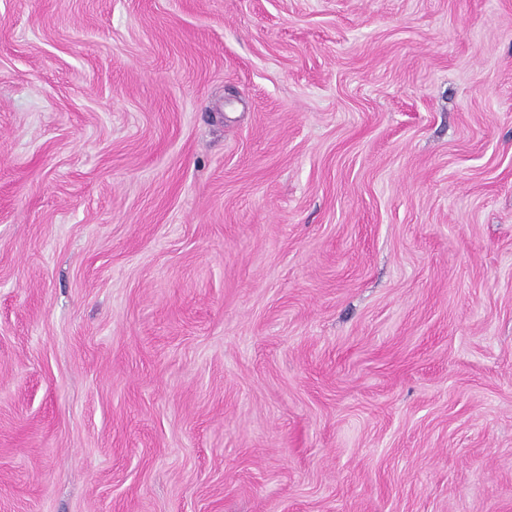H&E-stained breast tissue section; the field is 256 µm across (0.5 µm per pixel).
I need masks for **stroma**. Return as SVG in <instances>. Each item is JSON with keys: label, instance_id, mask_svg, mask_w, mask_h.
Listing matches in <instances>:
<instances>
[{"label": "stroma", "instance_id": "35a3bbf8", "mask_svg": "<svg viewBox=\"0 0 512 512\" xmlns=\"http://www.w3.org/2000/svg\"><path fill=\"white\" fill-rule=\"evenodd\" d=\"M0 512H512V0H0Z\"/></svg>", "mask_w": 512, "mask_h": 512}]
</instances>
